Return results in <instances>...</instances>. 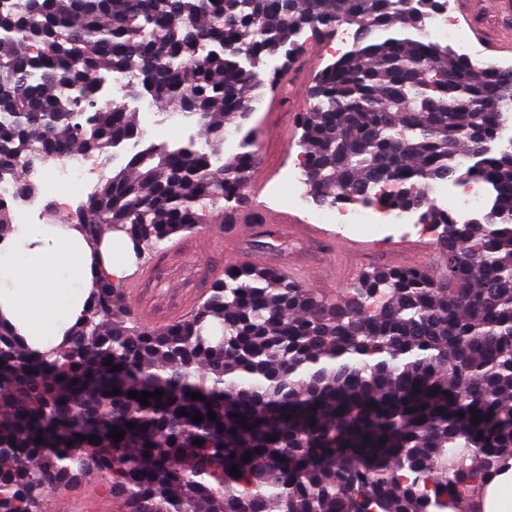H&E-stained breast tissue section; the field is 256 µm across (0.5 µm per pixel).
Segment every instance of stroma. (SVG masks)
Returning <instances> with one entry per match:
<instances>
[{"label": "stroma", "instance_id": "35a3bbf8", "mask_svg": "<svg viewBox=\"0 0 512 512\" xmlns=\"http://www.w3.org/2000/svg\"><path fill=\"white\" fill-rule=\"evenodd\" d=\"M299 41L304 51L295 63L299 90L294 103L274 115L268 109L269 95H262L253 101L252 116L244 126L255 140L258 167L266 182L261 194L250 197L240 211L244 220L241 238L227 241L228 224L202 225L192 234L199 243L198 252L171 260L156 271L148 285L155 294H170L177 283L194 298H201L226 268L239 263L277 269L290 263L303 266L308 272L306 286L329 297L342 295L363 273L376 268L439 270L438 232L427 224H367L345 231L339 224L325 223L305 232L289 223L259 221L258 209L279 212L288 208L274 190L302 151L296 115L312 107L309 88L318 73L335 60L328 52L317 59L310 57L309 34H302Z\"/></svg>", "mask_w": 512, "mask_h": 512}]
</instances>
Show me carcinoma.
I'll use <instances>...</instances> for the list:
<instances>
[{
  "instance_id": "1",
  "label": "carcinoma",
  "mask_w": 512,
  "mask_h": 512,
  "mask_svg": "<svg viewBox=\"0 0 512 512\" xmlns=\"http://www.w3.org/2000/svg\"><path fill=\"white\" fill-rule=\"evenodd\" d=\"M436 6L0 0V170L27 196L36 168L94 157L105 174L65 219L90 244L120 233L142 258L243 207L254 140L221 159L277 83L266 58L343 22L354 44L316 76L299 119L310 197L388 202L443 228L439 274L374 270L336 298L238 265L190 317L152 328L104 277L46 352L0 316V512H47L52 492L88 481L128 512H478L512 463V151L490 149L512 69L424 41ZM108 73L127 82L104 102ZM145 96L189 116L203 142L145 143L126 104ZM469 176L488 186L484 218L428 199L430 183ZM158 390L147 405L129 397Z\"/></svg>"
}]
</instances>
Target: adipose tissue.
Wrapping results in <instances>:
<instances>
[{"label": "adipose tissue", "mask_w": 512, "mask_h": 512, "mask_svg": "<svg viewBox=\"0 0 512 512\" xmlns=\"http://www.w3.org/2000/svg\"><path fill=\"white\" fill-rule=\"evenodd\" d=\"M122 243L104 237L97 250L68 224H18L0 242V312L31 347L58 343L81 315L95 281L127 269Z\"/></svg>", "instance_id": "obj_1"}]
</instances>
